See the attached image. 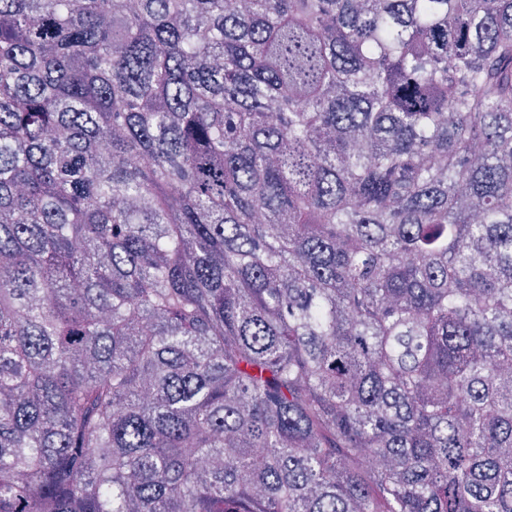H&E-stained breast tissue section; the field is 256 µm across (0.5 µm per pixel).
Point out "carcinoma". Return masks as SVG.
Listing matches in <instances>:
<instances>
[{"mask_svg": "<svg viewBox=\"0 0 512 512\" xmlns=\"http://www.w3.org/2000/svg\"><path fill=\"white\" fill-rule=\"evenodd\" d=\"M0 512H512V0H0Z\"/></svg>", "mask_w": 512, "mask_h": 512, "instance_id": "obj_1", "label": "carcinoma"}]
</instances>
